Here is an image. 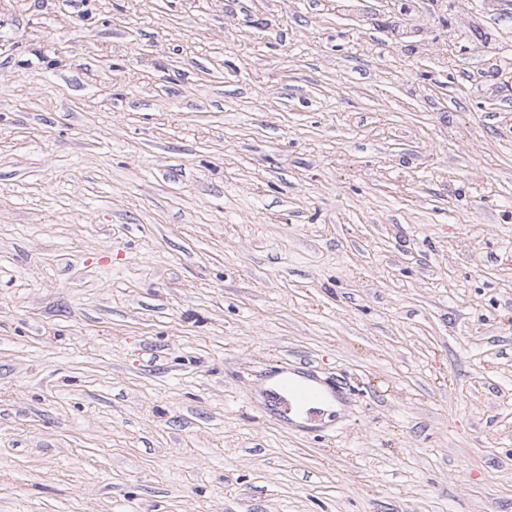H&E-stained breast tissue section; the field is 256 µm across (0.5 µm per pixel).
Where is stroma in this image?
Segmentation results:
<instances>
[{"label": "stroma", "mask_w": 512, "mask_h": 512, "mask_svg": "<svg viewBox=\"0 0 512 512\" xmlns=\"http://www.w3.org/2000/svg\"><path fill=\"white\" fill-rule=\"evenodd\" d=\"M508 62L512 0H0V512H512ZM268 377L274 382L267 396L280 421L288 423L290 415L295 413L305 412L310 419L321 413L316 406L327 401V390L320 382L313 383L317 380L306 363L300 362L293 369L278 368Z\"/></svg>", "instance_id": "35a3bbf8"}]
</instances>
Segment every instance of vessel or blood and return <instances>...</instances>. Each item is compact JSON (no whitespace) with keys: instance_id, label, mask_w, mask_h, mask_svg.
Returning <instances> with one entry per match:
<instances>
[{"instance_id":"1","label":"vessel or blood","mask_w":512,"mask_h":512,"mask_svg":"<svg viewBox=\"0 0 512 512\" xmlns=\"http://www.w3.org/2000/svg\"><path fill=\"white\" fill-rule=\"evenodd\" d=\"M270 376L273 384L267 396L280 421H289L292 414L301 412L311 419L318 416V407L326 402L327 392L321 384L312 381L307 364L279 368L271 371Z\"/></svg>"}]
</instances>
